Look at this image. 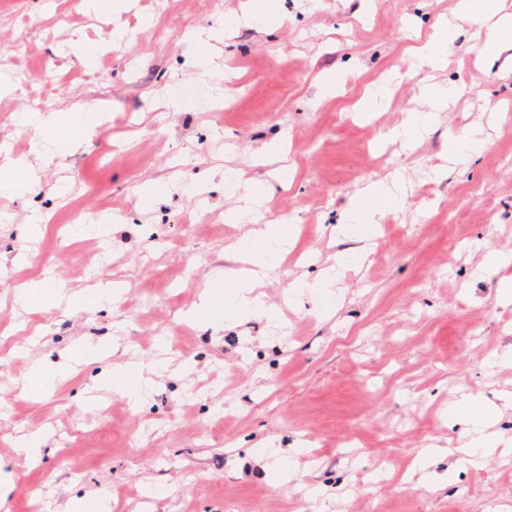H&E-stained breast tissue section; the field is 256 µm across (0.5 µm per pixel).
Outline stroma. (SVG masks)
<instances>
[{
	"mask_svg": "<svg viewBox=\"0 0 512 512\" xmlns=\"http://www.w3.org/2000/svg\"><path fill=\"white\" fill-rule=\"evenodd\" d=\"M245 0H136L113 17H87L80 0H6L0 9V76L13 88L0 96V151L25 155L36 136L17 123L20 108L51 112L76 101L103 103L106 120L62 162L39 171L37 193L0 199V469L12 486L0 512H65L75 495L127 494L128 512H368L367 484H376L380 512H481L495 495L512 447H500L481 469L457 467L465 425L449 421L457 389L485 397L512 392V367L489 366L512 346V305L496 299L498 275L476 276L491 250L512 252V73L477 62L475 29L460 23L448 64L418 74L410 52L450 13L454 0H277L279 20L225 30L209 67H197L183 37L219 26ZM121 24L128 42L114 44ZM104 43L94 67L63 48L67 39ZM27 49L10 51L16 39ZM343 71L339 94L321 100L320 75ZM388 79L390 108L369 122L354 108L366 87ZM222 81L220 112L191 105L161 107L169 89L189 91ZM456 83L467 94L443 112L414 154L391 147L376 163L377 140L405 112L423 105L426 84ZM478 130L483 146L468 170L433 181L448 140ZM288 141L295 169L290 189L274 188L264 220L287 219L303 232L312 261L282 262L264 292L282 314L281 327L251 320L213 332L182 323L224 247L247 228L223 221L225 161L246 178L266 182L272 164L255 155L277 138ZM400 171L411 183L402 212L383 224L366 262L346 268L334 289L342 306L332 317L310 300L288 301L296 277H316L336 252L332 225L346 199L366 182ZM202 178L206 198L175 193L140 208L142 183ZM111 204L114 232L102 249L73 235ZM49 214L36 241L21 226ZM177 281H170V274ZM44 277L64 293L121 283L119 302L93 313L59 306L30 314L12 308L16 289ZM117 340L128 357L164 352L172 370L158 379L140 411L103 393L79 395L101 370L79 367L42 401L22 392L33 361L53 362L74 341ZM195 361L190 376L176 366ZM39 433V460L20 469L15 437ZM362 436L361 465L345 464L336 441ZM271 439L281 449L304 443L283 486L271 484L249 450ZM439 451L431 469L454 477L433 492L418 489L405 467L425 447ZM326 494L306 500L302 485ZM162 490L145 502L144 485Z\"/></svg>",
	"mask_w": 512,
	"mask_h": 512,
	"instance_id": "35a3bbf8",
	"label": "stroma"
}]
</instances>
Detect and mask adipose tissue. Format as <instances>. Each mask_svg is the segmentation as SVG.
<instances>
[{
	"label": "adipose tissue",
	"instance_id": "adipose-tissue-1",
	"mask_svg": "<svg viewBox=\"0 0 512 512\" xmlns=\"http://www.w3.org/2000/svg\"><path fill=\"white\" fill-rule=\"evenodd\" d=\"M454 12L456 18L476 27L480 38L476 52L483 62L498 61L506 50L512 49V14L505 12L502 0H457ZM454 39L455 28L451 20L439 18L430 36L414 49L411 68L442 67L448 60ZM463 93V87L455 84L429 87L426 93L428 109L408 112L400 124L383 135V142L397 143L403 151L413 152L437 122L440 112ZM17 121L36 131L32 151L51 163L64 159L77 143L90 139L103 122V112L98 104L85 102L63 112L27 109L19 114ZM224 176L230 181L227 194L244 196L243 205L227 210L224 221L248 225L249 230L229 247L233 266L212 273L196 302L184 313L187 320L205 324L216 332L224 326L256 318L271 322L277 319L276 308L267 304L261 290V272L275 265L293 245V229L287 220L260 224L255 219L264 205L266 186L245 184L242 170L232 166L225 167ZM39 187L40 182L30 163L8 157L0 161L1 197L32 193ZM406 197V187L399 173L370 182L347 201L342 219L333 232L336 237L357 241L356 254L365 257L366 242L376 236L388 214L403 208ZM120 298L119 289L101 286L65 299L51 281L39 280L18 289L13 301L24 308L43 310L65 302L74 310L94 312ZM115 354V347L106 342L80 343L65 360L34 365L23 382V391L31 399H40L53 391L56 384L65 382L75 365L105 360L109 366L94 378L93 389L119 394L131 407H138L157 378L163 376L165 368L153 361H122L116 359ZM509 408H512V397L508 395L498 402L461 391L453 395L448 402V417L467 426L459 447L465 462L493 454L503 444V436L494 432L493 425L503 410Z\"/></svg>",
	"mask_w": 512,
	"mask_h": 512
}]
</instances>
